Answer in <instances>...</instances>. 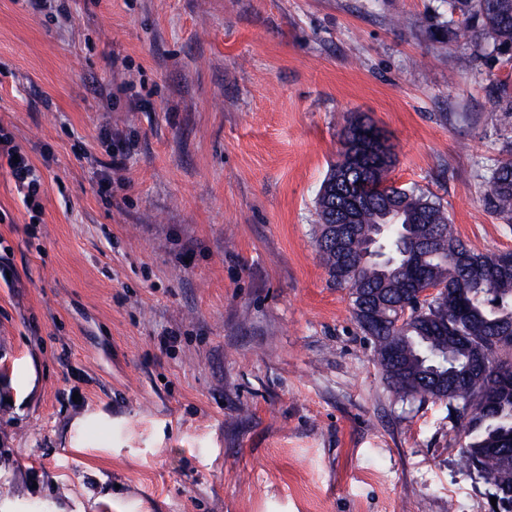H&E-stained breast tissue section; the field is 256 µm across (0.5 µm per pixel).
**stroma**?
<instances>
[{"mask_svg":"<svg viewBox=\"0 0 512 512\" xmlns=\"http://www.w3.org/2000/svg\"><path fill=\"white\" fill-rule=\"evenodd\" d=\"M65 4L0 0L44 189L0 168V512H493L447 403L393 400L315 198L362 115L391 181L512 251L482 203L512 63L434 39L448 0Z\"/></svg>","mask_w":512,"mask_h":512,"instance_id":"35a3bbf8","label":"stroma"}]
</instances>
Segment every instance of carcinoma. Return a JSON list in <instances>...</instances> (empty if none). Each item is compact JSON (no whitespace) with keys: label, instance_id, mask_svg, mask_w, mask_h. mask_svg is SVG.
<instances>
[{"label":"carcinoma","instance_id":"carcinoma-1","mask_svg":"<svg viewBox=\"0 0 512 512\" xmlns=\"http://www.w3.org/2000/svg\"><path fill=\"white\" fill-rule=\"evenodd\" d=\"M462 21L448 34L479 53L512 51V0H452ZM512 117V84L497 85ZM358 117L318 192L317 248L329 281L346 291L353 317L399 401L446 402L463 439L461 457L486 483L512 484V272L455 233L432 193L396 186ZM485 179L483 204L512 224V138ZM430 286L435 294H425ZM485 374L472 373L475 351Z\"/></svg>","mask_w":512,"mask_h":512}]
</instances>
